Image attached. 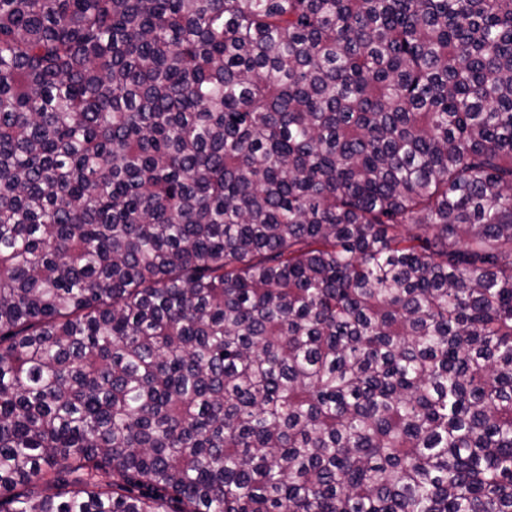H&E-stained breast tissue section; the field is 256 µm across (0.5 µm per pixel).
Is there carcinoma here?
I'll return each mask as SVG.
<instances>
[{"label": "carcinoma", "mask_w": 512, "mask_h": 512, "mask_svg": "<svg viewBox=\"0 0 512 512\" xmlns=\"http://www.w3.org/2000/svg\"><path fill=\"white\" fill-rule=\"evenodd\" d=\"M0 512H512V0H0Z\"/></svg>", "instance_id": "obj_1"}]
</instances>
